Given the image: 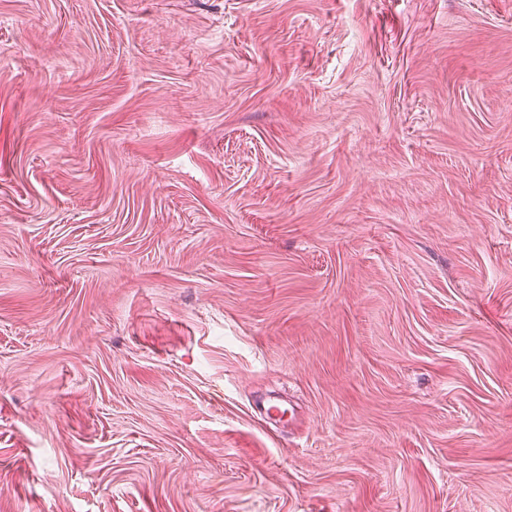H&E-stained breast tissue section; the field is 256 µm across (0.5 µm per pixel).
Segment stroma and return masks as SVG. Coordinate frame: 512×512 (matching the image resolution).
Returning a JSON list of instances; mask_svg holds the SVG:
<instances>
[{"instance_id": "stroma-1", "label": "stroma", "mask_w": 512, "mask_h": 512, "mask_svg": "<svg viewBox=\"0 0 512 512\" xmlns=\"http://www.w3.org/2000/svg\"><path fill=\"white\" fill-rule=\"evenodd\" d=\"M0 512H512V0H0Z\"/></svg>"}]
</instances>
